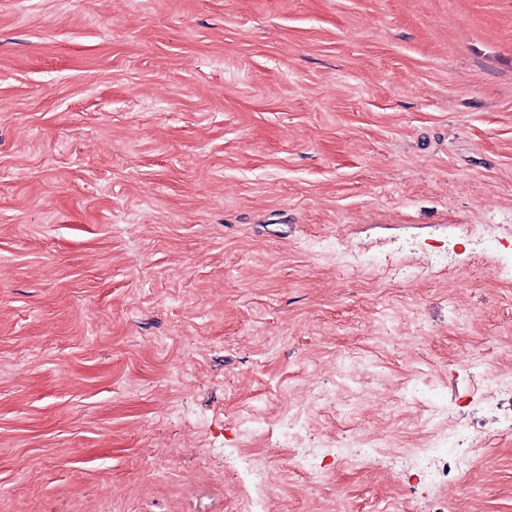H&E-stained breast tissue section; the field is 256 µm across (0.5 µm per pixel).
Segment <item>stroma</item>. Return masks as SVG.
<instances>
[{
    "instance_id": "obj_1",
    "label": "stroma",
    "mask_w": 512,
    "mask_h": 512,
    "mask_svg": "<svg viewBox=\"0 0 512 512\" xmlns=\"http://www.w3.org/2000/svg\"><path fill=\"white\" fill-rule=\"evenodd\" d=\"M482 366L512 0H0V512H512ZM438 417L442 420H448V426L453 427L452 432L448 435V439L454 444H467L473 450L474 456L484 449L485 441L491 431L487 428L482 418L474 417L465 424H456L454 417L450 414Z\"/></svg>"
}]
</instances>
